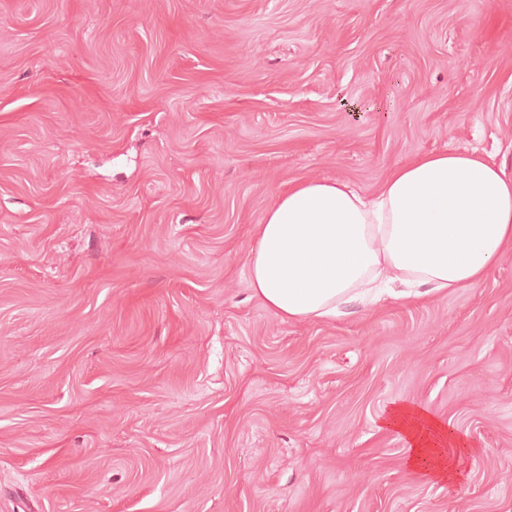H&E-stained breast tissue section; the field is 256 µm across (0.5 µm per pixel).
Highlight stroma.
<instances>
[{
  "instance_id": "35a3bbf8",
  "label": "stroma",
  "mask_w": 512,
  "mask_h": 512,
  "mask_svg": "<svg viewBox=\"0 0 512 512\" xmlns=\"http://www.w3.org/2000/svg\"><path fill=\"white\" fill-rule=\"evenodd\" d=\"M443 149L512 175V0H0V512H512V252L328 323L248 286L279 190ZM380 429L394 432L408 449L410 469L426 478L453 482L460 478V451L466 444L448 425L412 402L394 403L380 417Z\"/></svg>"
}]
</instances>
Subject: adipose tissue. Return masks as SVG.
Masks as SVG:
<instances>
[{"label": "adipose tissue", "mask_w": 512, "mask_h": 512, "mask_svg": "<svg viewBox=\"0 0 512 512\" xmlns=\"http://www.w3.org/2000/svg\"><path fill=\"white\" fill-rule=\"evenodd\" d=\"M252 240L249 286L282 319L333 320L391 283L416 301L477 284L512 247V176L493 158L443 150L393 166L369 197L336 180L294 182ZM378 426L406 443L413 472L459 479L463 441L426 408L392 404Z\"/></svg>", "instance_id": "adipose-tissue-1"}]
</instances>
